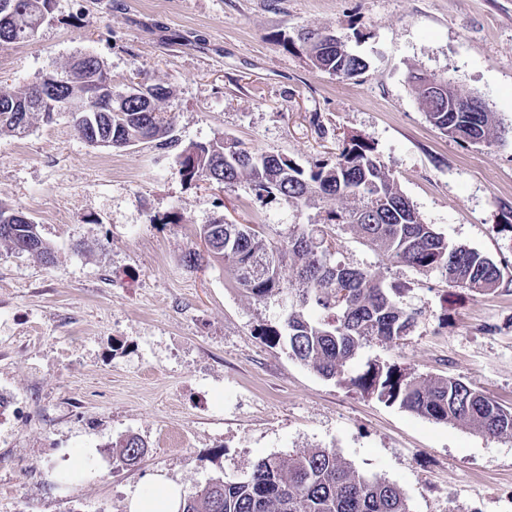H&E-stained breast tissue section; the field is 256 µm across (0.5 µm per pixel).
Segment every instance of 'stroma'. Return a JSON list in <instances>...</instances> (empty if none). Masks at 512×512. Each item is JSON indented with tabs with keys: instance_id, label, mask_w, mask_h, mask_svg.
Returning a JSON list of instances; mask_svg holds the SVG:
<instances>
[{
	"instance_id": "1",
	"label": "stroma",
	"mask_w": 512,
	"mask_h": 512,
	"mask_svg": "<svg viewBox=\"0 0 512 512\" xmlns=\"http://www.w3.org/2000/svg\"><path fill=\"white\" fill-rule=\"evenodd\" d=\"M305 29L333 32L365 74L314 68ZM80 54L104 61L113 94L137 72L169 87L176 143L94 146L68 112L33 118L21 139L0 133V202L54 248L47 264L0 244V512H128L151 476L189 493L313 448L395 484L409 512H512V437L323 378L258 334L284 321L286 297L255 300L222 267L182 262L214 218L277 242L322 209L179 174L184 148L227 136L305 169L335 158L343 135L372 143L424 221L493 260L503 283L473 296L343 234L341 260L423 312L361 360L455 377L512 408V0H52L34 41L0 49V88L27 89ZM414 72L480 97L506 136L441 134ZM129 435L146 453L115 464Z\"/></svg>"
}]
</instances>
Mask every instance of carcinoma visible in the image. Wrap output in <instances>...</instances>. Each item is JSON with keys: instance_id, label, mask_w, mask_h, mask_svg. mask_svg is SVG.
Returning <instances> with one entry per match:
<instances>
[{"instance_id": "obj_1", "label": "carcinoma", "mask_w": 512, "mask_h": 512, "mask_svg": "<svg viewBox=\"0 0 512 512\" xmlns=\"http://www.w3.org/2000/svg\"><path fill=\"white\" fill-rule=\"evenodd\" d=\"M51 0H0V48L32 41L44 23L43 7ZM317 30L303 44L312 65L338 78L355 80L368 63L346 49L339 53L320 45ZM108 92L112 75L104 62L69 69L68 85L49 99L44 81L23 92L0 91V132L22 137L31 115L51 121L53 108L73 115L74 128L87 143L126 148L143 143H173L174 117L159 103L170 90L147 84L146 100H135L118 112L84 111L88 85ZM416 99L427 119L458 142L480 144L501 137L494 113L454 111L456 92L447 98L427 95L422 77H414ZM26 108L19 112L15 105ZM179 173L187 182L209 181L232 186L246 181L260 198L280 199L295 211L316 202L325 206L319 224L295 225L281 243H271L248 224L219 219L199 229L205 253L183 256L192 268L207 259L224 266L232 285L257 301L288 292L294 299L281 326L260 335L283 343L289 354L327 380L357 388L379 401L418 416L459 423L490 436H512V409H507L452 377L428 378L405 368L370 360L353 371L360 350L373 342L394 344L410 335L421 312L407 306L402 292L386 287L368 270L335 260L338 236L351 232L382 259L419 273L439 271L448 286L475 294L496 291L499 267L469 248L450 247L427 224L398 187L374 146L351 138L333 160L306 171L274 153L256 154L234 139L193 144L180 155ZM20 210L0 204V242L19 253L53 262L50 245L38 225L17 218ZM291 276L284 279L283 267ZM314 307L324 316L313 318ZM145 454L144 442L131 436L115 445V462L130 465ZM180 512H408L401 490L385 480H368L348 467L332 448L256 460L242 477L216 478L184 495Z\"/></svg>"}]
</instances>
